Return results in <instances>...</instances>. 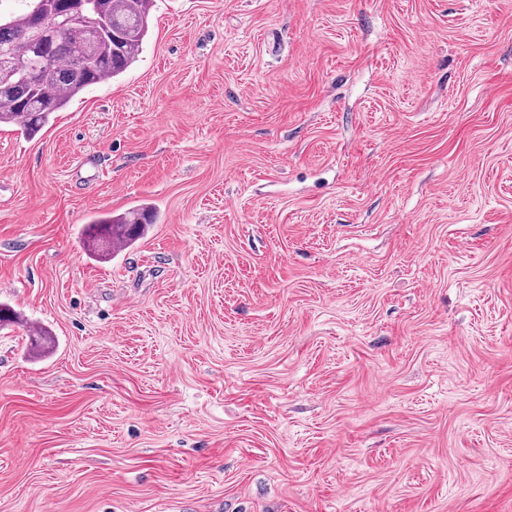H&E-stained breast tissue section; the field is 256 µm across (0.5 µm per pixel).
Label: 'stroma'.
Returning <instances> with one entry per match:
<instances>
[{
    "label": "stroma",
    "instance_id": "1",
    "mask_svg": "<svg viewBox=\"0 0 512 512\" xmlns=\"http://www.w3.org/2000/svg\"><path fill=\"white\" fill-rule=\"evenodd\" d=\"M151 15L0 127V512H512V0ZM157 214L149 207L135 206L124 216L112 218L101 214L85 225L87 247L97 258L112 254V248L125 247L145 233L148 224H155Z\"/></svg>",
    "mask_w": 512,
    "mask_h": 512
}]
</instances>
